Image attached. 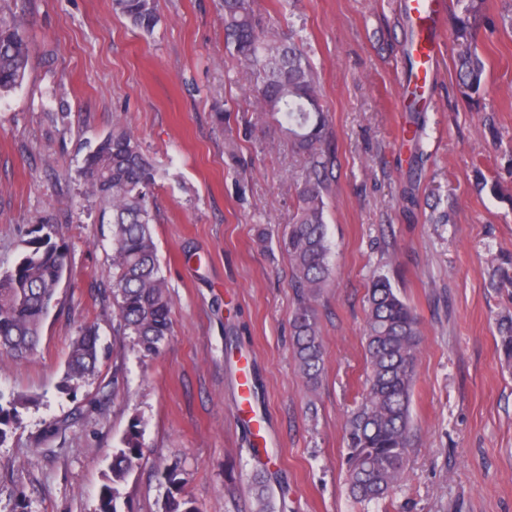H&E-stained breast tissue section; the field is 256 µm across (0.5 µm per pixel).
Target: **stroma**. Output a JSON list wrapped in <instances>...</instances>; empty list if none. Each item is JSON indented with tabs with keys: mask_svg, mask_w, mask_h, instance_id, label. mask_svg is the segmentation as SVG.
Listing matches in <instances>:
<instances>
[{
	"mask_svg": "<svg viewBox=\"0 0 512 512\" xmlns=\"http://www.w3.org/2000/svg\"><path fill=\"white\" fill-rule=\"evenodd\" d=\"M400 3L295 0L286 11L254 0L268 37L301 31L330 121L323 200L334 280L316 304L325 369L312 387L292 351L297 298L282 245L304 158L257 124L224 44L220 0H156L149 35L112 0H7L28 25L32 58L22 84L0 95V271L42 225L66 245L68 271L36 349L0 363V395L26 401L0 445V512H95L135 419L149 460L122 487L124 512H164L160 472L174 461L199 512H252L259 468L275 512H512V361L498 334L512 315V281L496 273L512 260V199L474 187L512 173V29L477 39L480 107L456 89L457 41L443 29L419 204L408 211ZM219 110L229 128L215 123ZM116 124L160 173L152 231L172 334L149 357L112 334L109 230L76 172L83 143ZM231 133L245 168L225 153ZM381 272L422 336L403 480L364 507L346 488L343 424L365 389L366 294ZM87 324L110 351L72 398L61 381ZM245 368L260 390L243 418Z\"/></svg>",
	"mask_w": 512,
	"mask_h": 512,
	"instance_id": "stroma-1",
	"label": "stroma"
}]
</instances>
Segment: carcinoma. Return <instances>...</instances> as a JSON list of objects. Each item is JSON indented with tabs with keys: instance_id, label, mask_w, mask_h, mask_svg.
Wrapping results in <instances>:
<instances>
[{
	"instance_id": "obj_1",
	"label": "carcinoma",
	"mask_w": 512,
	"mask_h": 512,
	"mask_svg": "<svg viewBox=\"0 0 512 512\" xmlns=\"http://www.w3.org/2000/svg\"><path fill=\"white\" fill-rule=\"evenodd\" d=\"M113 11L144 33L158 25L156 0H112ZM226 48L241 72L253 78L257 109L276 115L281 132L306 159L301 182L295 186L296 212L289 224L285 246L293 262L292 287L299 305L292 318L293 352L307 382L315 385L323 369L322 341L313 302L332 277L331 252L326 236L323 200L329 144L328 121L320 103L321 91L309 55L292 31L284 40L261 36L253 0H222ZM459 50L456 78L462 93L477 103L485 90V63L475 40L481 28H512V14L494 18L486 0H456L449 18ZM406 78L414 75V46L419 32L411 16L400 20ZM32 43L23 19L0 8V94L24 79ZM412 149L406 178L413 183L424 153L421 147L426 112L419 107L409 115ZM91 197L112 212V307L117 314L116 336H127L146 356L155 355L170 333L172 299L162 273L151 224L158 170L138 139L117 127L98 137L77 169ZM68 269L66 248L51 241V234L25 241L15 265L0 272V358L31 352L43 322ZM503 353L512 357V318L499 323ZM420 323L411 306L378 274L368 290L365 352L369 366L361 401L345 422V465L350 494L358 504L387 499L399 485L411 446L410 407L420 343ZM98 331L85 326L73 340L63 379L64 388L76 390L97 368L101 351ZM0 443L21 424L22 403H1ZM138 420H132L121 444L112 453L96 512H120L119 487L145 460ZM167 488L165 512H199L182 495L184 472L174 462L162 472ZM256 510L272 512L268 474L252 477Z\"/></svg>"
}]
</instances>
